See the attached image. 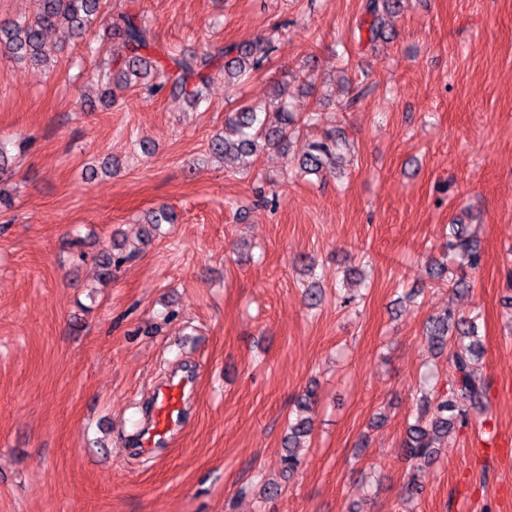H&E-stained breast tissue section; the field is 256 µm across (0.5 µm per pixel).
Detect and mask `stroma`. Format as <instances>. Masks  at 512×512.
<instances>
[{"mask_svg": "<svg viewBox=\"0 0 512 512\" xmlns=\"http://www.w3.org/2000/svg\"><path fill=\"white\" fill-rule=\"evenodd\" d=\"M363 4L102 0L83 37L47 32L50 70L0 50V512H512V0H410L374 44ZM123 13L188 54L283 26L236 97L300 93L311 61L315 123L249 172L213 159L220 69L197 105L105 97L88 50L121 63L107 21ZM333 128L347 177H294L289 156ZM162 205L173 223L138 245ZM452 224L480 270L444 256ZM120 241L139 252L100 286ZM441 257L469 293L432 277ZM448 307L479 318L488 392L420 466L401 443L423 373L448 379L424 333ZM185 372L182 428L141 456L154 388ZM310 389L313 434L285 476Z\"/></svg>", "mask_w": 512, "mask_h": 512, "instance_id": "35a3bbf8", "label": "stroma"}]
</instances>
